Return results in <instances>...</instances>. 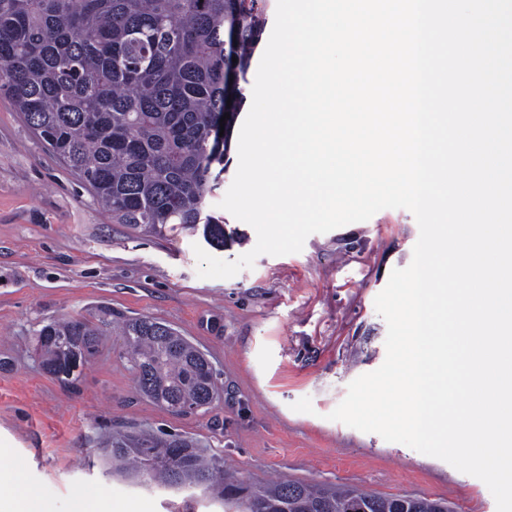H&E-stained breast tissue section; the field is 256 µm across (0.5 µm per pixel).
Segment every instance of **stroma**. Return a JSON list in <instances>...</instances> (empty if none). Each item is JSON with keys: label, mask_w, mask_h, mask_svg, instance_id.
Segmentation results:
<instances>
[{"label": "stroma", "mask_w": 512, "mask_h": 512, "mask_svg": "<svg viewBox=\"0 0 512 512\" xmlns=\"http://www.w3.org/2000/svg\"><path fill=\"white\" fill-rule=\"evenodd\" d=\"M238 164L231 155L225 186ZM225 186L208 204L227 236L209 252L232 261L257 235L220 208ZM418 237L409 210L388 208L310 235L301 252L259 256L232 278H200L201 233L146 236L114 222L0 95V476L9 501L29 512H84L90 501L100 512H222L197 490L106 475L101 442L136 429L192 438L227 473L261 484L283 478L496 512L480 479L328 418L349 383L385 360L374 300L410 264ZM104 307L190 340L219 375L214 404L176 415L140 397L112 335L75 384L45 374L29 348L34 331Z\"/></svg>", "instance_id": "1"}]
</instances>
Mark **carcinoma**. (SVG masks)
<instances>
[{"label":"carcinoma","instance_id":"1","mask_svg":"<svg viewBox=\"0 0 512 512\" xmlns=\"http://www.w3.org/2000/svg\"><path fill=\"white\" fill-rule=\"evenodd\" d=\"M267 0H0V95L119 224L160 235L202 230L224 245V221L205 213L215 166L231 138L220 119L238 112L266 22ZM237 62H232V57ZM235 82L229 84L228 74ZM117 324L137 394L162 407L219 395L209 360L169 325L102 310L51 321L30 338L42 370L73 383ZM112 475L168 488L174 479L224 502L227 512H347L355 488L224 477L215 458L175 434L137 430L106 442ZM366 512H450L441 499L361 492Z\"/></svg>","mask_w":512,"mask_h":512}]
</instances>
